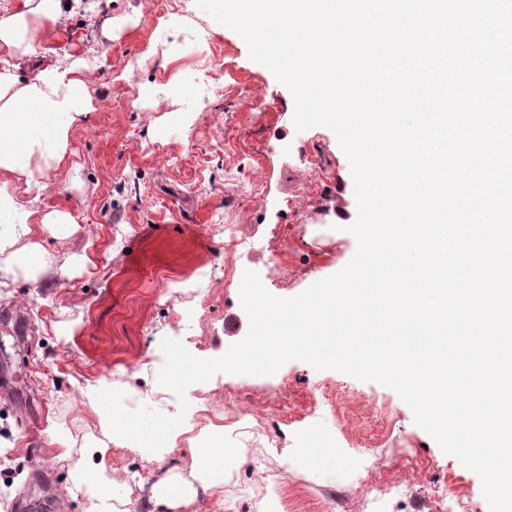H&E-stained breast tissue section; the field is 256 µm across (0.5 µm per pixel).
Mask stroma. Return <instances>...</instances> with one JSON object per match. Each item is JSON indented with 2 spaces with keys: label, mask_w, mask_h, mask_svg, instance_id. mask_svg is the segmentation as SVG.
Returning <instances> with one entry per match:
<instances>
[{
  "label": "stroma",
  "mask_w": 512,
  "mask_h": 512,
  "mask_svg": "<svg viewBox=\"0 0 512 512\" xmlns=\"http://www.w3.org/2000/svg\"><path fill=\"white\" fill-rule=\"evenodd\" d=\"M173 7L156 18L141 0H83L19 62L28 78L40 62L83 59L94 109L71 126L62 161L35 188L37 209L74 219L64 237H37L51 268L35 282L20 272L0 280V381L12 384L0 395V512H93L96 499L70 471L91 475L102 464L121 482L127 512H441L430 485L490 512L480 477L415 423L395 390L301 360L269 376L220 372L189 386L180 432L154 461L100 426L98 401L75 399L82 383L171 414L156 397L162 340L210 359L246 337L240 290L224 278L225 225L247 241L238 267L279 298L336 274L357 248L351 167L335 134L296 131L290 90L251 59L245 40L196 0ZM158 26L168 27L166 41L156 40ZM189 28L219 58L217 91L203 100L185 83L195 62L179 38ZM312 174L319 189L299 198ZM250 175L259 184L247 194ZM199 269L209 286L175 293L174 282ZM328 388L332 407L320 402ZM246 400L256 410L243 416L236 405ZM203 434L225 456L218 490L193 476ZM96 441L108 442L107 455L91 452ZM374 442L386 460L378 480L400 484L377 506L371 483L355 474ZM284 467L291 476L282 483ZM170 483L183 485L190 504H155Z\"/></svg>",
  "instance_id": "stroma-1"
}]
</instances>
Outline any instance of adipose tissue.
Here are the masks:
<instances>
[{"instance_id": "1", "label": "adipose tissue", "mask_w": 512, "mask_h": 512, "mask_svg": "<svg viewBox=\"0 0 512 512\" xmlns=\"http://www.w3.org/2000/svg\"><path fill=\"white\" fill-rule=\"evenodd\" d=\"M79 0H22L14 10L0 11V256L8 262L25 257L31 278L49 267L50 254L31 236L35 225L32 200L5 194L13 176L33 184L32 158L61 160L69 127L92 109L88 78L80 62L45 63L27 80L18 74V59L30 54L43 34L62 21ZM39 217V216H36ZM42 226H65L69 213L39 217Z\"/></svg>"}]
</instances>
